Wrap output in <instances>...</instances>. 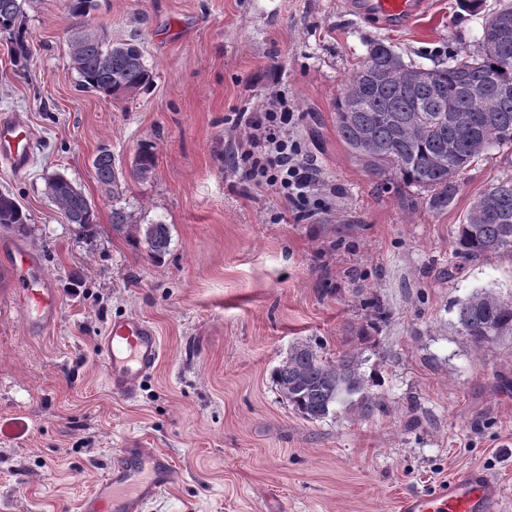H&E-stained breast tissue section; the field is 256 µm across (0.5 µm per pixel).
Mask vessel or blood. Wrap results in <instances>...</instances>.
Wrapping results in <instances>:
<instances>
[{
  "instance_id": "vessel-or-blood-1",
  "label": "vessel or blood",
  "mask_w": 512,
  "mask_h": 512,
  "mask_svg": "<svg viewBox=\"0 0 512 512\" xmlns=\"http://www.w3.org/2000/svg\"><path fill=\"white\" fill-rule=\"evenodd\" d=\"M360 9L386 25L411 22L424 12L426 0H358ZM0 158L16 171L30 162V135L13 117H0ZM0 273L10 284L28 333L39 334L54 326L60 300L40 275L36 257L12 245L0 250ZM113 393L133 395L140 378L152 370L161 354L156 328L139 317L111 321L96 344ZM175 469L164 454L143 447L139 441L125 443L111 467L79 505V512H143L145 504L174 481ZM497 487L481 470L468 469L454 477L438 493L411 494L400 512H497Z\"/></svg>"
}]
</instances>
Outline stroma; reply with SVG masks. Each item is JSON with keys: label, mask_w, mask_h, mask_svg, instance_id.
Instances as JSON below:
<instances>
[{"label": "stroma", "mask_w": 512, "mask_h": 512, "mask_svg": "<svg viewBox=\"0 0 512 512\" xmlns=\"http://www.w3.org/2000/svg\"><path fill=\"white\" fill-rule=\"evenodd\" d=\"M480 12L428 0L392 27L352 0H97L106 44L138 45L146 90L107 99L83 89L70 57L67 0H22L32 59L15 64L0 33V114L34 131L31 162L0 163V193L28 216L21 245L60 300L44 334H27L0 280V512H77L111 456L130 440L165 454L174 485L143 512H395L471 467L512 512V333L474 346L459 303L491 292L512 304V253L465 262L448 276L455 230L512 150L463 174L448 210L418 188L369 175L336 130V98L371 42L430 68L477 54ZM283 90L301 140L336 198L297 223L281 199L242 180L228 160L245 139L237 112ZM154 147L146 180L130 170ZM108 148L125 174L119 202L97 183ZM64 174L97 208L93 235L65 224L46 179ZM120 205L127 228L112 226ZM165 224L161 259L132 225ZM150 320L163 344L133 396L113 393L96 342L109 321ZM361 352L363 396L310 422L271 371L291 347Z\"/></svg>", "instance_id": "stroma-1"}]
</instances>
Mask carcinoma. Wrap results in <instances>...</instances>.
<instances>
[{
	"instance_id": "1",
	"label": "carcinoma",
	"mask_w": 512,
	"mask_h": 512,
	"mask_svg": "<svg viewBox=\"0 0 512 512\" xmlns=\"http://www.w3.org/2000/svg\"><path fill=\"white\" fill-rule=\"evenodd\" d=\"M95 6V0H68L69 15L76 19L87 18ZM21 14V0H0V33L10 34L14 62L25 64L31 51L20 28ZM71 46L82 86L106 98L130 96L152 81V72L133 43L117 48L98 37L73 39ZM502 59L512 62V40L494 49L483 44L476 55L460 52L451 63L426 69L405 64L391 47L373 42L336 97L337 132L367 172L422 189L426 207L443 211L458 194L461 175L478 158L492 148H512V135L497 137L500 131L512 132V93L496 90L501 82L512 85V70L500 69ZM473 83L489 87L478 103L467 94ZM153 166L152 147L144 145L132 176L144 180ZM93 167L100 188L117 198L121 186L112 153L101 149ZM46 187L58 209L79 221V232L92 230L97 212L90 199L74 192L60 173L49 178ZM481 198L489 203L486 217L472 208L457 227L454 257L458 259L512 252V176L488 185ZM0 227L19 236L28 232L26 214L4 193H0ZM135 231L150 241L152 257L168 249V225L148 224ZM457 323L462 335L480 345L512 331V305L489 292L475 294L458 305ZM359 367V357L352 351L334 361L324 360L312 346L298 344L273 372V382L302 418L318 421L363 390Z\"/></svg>"
}]
</instances>
